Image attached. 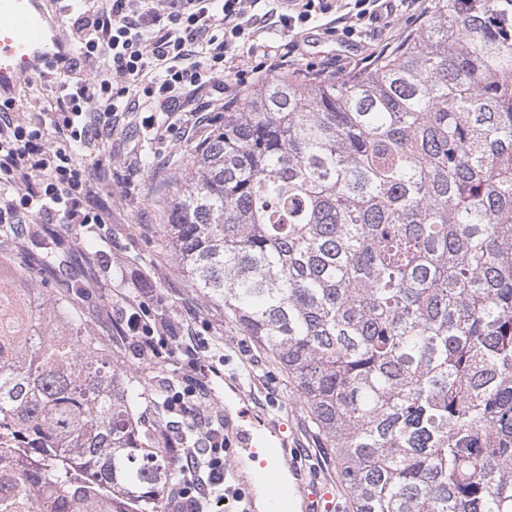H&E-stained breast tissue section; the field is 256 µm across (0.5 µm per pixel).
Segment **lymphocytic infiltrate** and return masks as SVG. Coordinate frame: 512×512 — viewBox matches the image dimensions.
Listing matches in <instances>:
<instances>
[{"label":"lymphocytic infiltrate","mask_w":512,"mask_h":512,"mask_svg":"<svg viewBox=\"0 0 512 512\" xmlns=\"http://www.w3.org/2000/svg\"><path fill=\"white\" fill-rule=\"evenodd\" d=\"M249 0H95L71 19L69 38L77 60L53 80L54 92L32 117L21 116L15 100L0 102V223L62 224L67 228L104 223L91 208V168L65 148L53 147L41 128L52 124L66 141L92 142L121 112L156 103L180 112L188 94L220 112L226 99H240L277 72L296 70L310 23L332 16L344 33L366 36L389 16L423 14V0H275L279 25L290 36L270 47L263 66L240 69L233 52L256 43L261 32ZM148 308L132 285L113 325L132 338L143 358L175 355L174 328L145 320ZM175 434L167 436L180 475L172 498L177 512H216L224 505V430L201 428V412L178 407Z\"/></svg>","instance_id":"f902f5d3"}]
</instances>
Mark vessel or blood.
<instances>
[{"label":"vessel or blood","mask_w":512,"mask_h":512,"mask_svg":"<svg viewBox=\"0 0 512 512\" xmlns=\"http://www.w3.org/2000/svg\"><path fill=\"white\" fill-rule=\"evenodd\" d=\"M60 15H48L44 0H0V101L12 98L16 88L35 77L50 78L70 67L75 48L61 33ZM250 427L240 440L251 455L267 452L266 424L241 408ZM257 482L265 486L270 512H334L335 498L317 477L287 488L278 484L271 467L260 466Z\"/></svg>","instance_id":"b4317fda"}]
</instances>
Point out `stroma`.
Segmentation results:
<instances>
[{
	"label": "stroma",
	"instance_id": "obj_1",
	"mask_svg": "<svg viewBox=\"0 0 512 512\" xmlns=\"http://www.w3.org/2000/svg\"><path fill=\"white\" fill-rule=\"evenodd\" d=\"M421 23L418 16L396 15L368 45L321 38L309 48L305 61L314 65L320 56L344 54L350 60L351 75L356 76L370 69L371 56L382 52L386 42L405 40ZM198 105L196 97H188L180 130L165 136L143 128V113L127 112L120 115L115 131H102L90 146L72 147L77 156L100 161L108 174L89 201L107 217L97 227V247L106 251L107 258L92 267L91 276L99 286L82 305L87 329L106 341L115 359L126 361L125 350L114 339L112 315L130 278L142 276L151 318L175 325L181 342L196 337L207 342L209 356L222 362L219 374L204 383L209 396L207 417H220L246 405L261 408L275 424V444L287 448L289 455L313 459L321 480L339 487L336 459L300 406L285 371L258 343L244 336L222 305L190 287L167 243L164 212L171 186L187 178L190 152L209 137L218 118L212 112L206 123L191 121L189 112Z\"/></svg>",
	"mask_w": 512,
	"mask_h": 512
}]
</instances>
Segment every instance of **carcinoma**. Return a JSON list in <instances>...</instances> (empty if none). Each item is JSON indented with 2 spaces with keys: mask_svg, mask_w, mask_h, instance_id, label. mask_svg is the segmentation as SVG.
Segmentation results:
<instances>
[{
  "mask_svg": "<svg viewBox=\"0 0 512 512\" xmlns=\"http://www.w3.org/2000/svg\"><path fill=\"white\" fill-rule=\"evenodd\" d=\"M165 225L292 378L352 512H512V0H434L355 79L271 77ZM26 229L0 277V512H166L168 400L87 332L81 281L32 297L77 251Z\"/></svg>",
  "mask_w": 512,
  "mask_h": 512,
  "instance_id": "cac0c4a2",
  "label": "carcinoma"
}]
</instances>
